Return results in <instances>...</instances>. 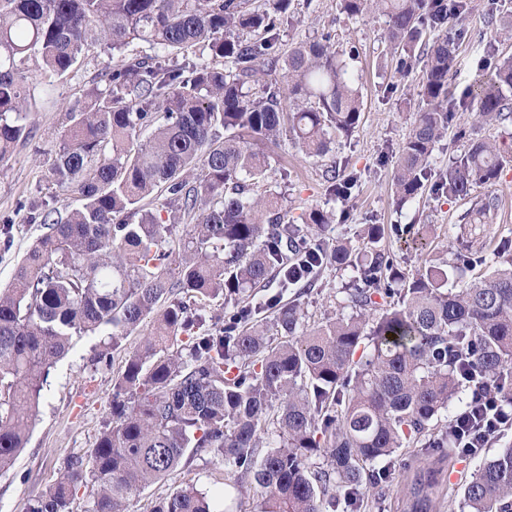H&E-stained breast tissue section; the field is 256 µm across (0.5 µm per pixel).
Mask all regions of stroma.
Instances as JSON below:
<instances>
[{
    "mask_svg": "<svg viewBox=\"0 0 512 512\" xmlns=\"http://www.w3.org/2000/svg\"><path fill=\"white\" fill-rule=\"evenodd\" d=\"M470 3L462 24L471 37L458 48L448 75V89L458 101L467 99L478 74L492 71L494 63L485 58L483 47L496 32V19L512 11V0ZM384 28V17L348 16L339 0H293L292 15L280 29L279 50L287 51L301 38L330 35L334 48L350 57L348 67L360 89L363 110L352 136L321 159L303 155L286 137L275 143L252 139V146L271 159L267 186L282 193L290 223H301L306 212L319 207L335 210L337 221L331 232L335 238H355L365 224L383 225L382 248L394 254L408 271L420 267L425 258L449 259L459 251L490 258L497 246L512 244V219L505 217L506 212H512V166L504 169L489 190L498 196L500 209L486 224L467 223L469 202L448 200L430 184L415 200L401 207L396 204L391 176L398 148L417 116L423 67L418 64L409 73L397 72L382 40ZM148 52L141 43L131 44L121 57L98 50L63 78L30 72V83L51 85L52 92L36 100L34 129L28 141L0 163V225L10 227L9 243H0V288L8 286L17 262L40 233L39 225L29 221L31 212L47 205L59 208L78 203L73 192L56 196L49 172L59 151L64 112L82 101L102 72L120 64L122 57ZM333 168L342 175L356 173L359 178L348 200H337L329 191L327 172ZM409 226L426 236L429 246L425 254L401 250L396 231ZM313 277L311 289L301 294L292 288L283 291L281 302L297 305L308 322L342 312L344 291L354 283L353 271L321 269ZM141 339V333H132L103 363L93 360L96 339L75 340L71 352L51 372L26 448L12 468L0 472V512H26L29 500L55 482L69 456L93 447L109 416L113 387L126 356ZM447 454L444 448L407 449L395 462L372 512H405L410 470L440 467ZM186 485L217 498L221 512H254L256 507L255 500L239 501L236 490L225 486L222 464L198 454L187 456L170 479L137 492L130 508L132 512H151L159 498Z\"/></svg>",
    "mask_w": 512,
    "mask_h": 512,
    "instance_id": "1",
    "label": "stroma"
}]
</instances>
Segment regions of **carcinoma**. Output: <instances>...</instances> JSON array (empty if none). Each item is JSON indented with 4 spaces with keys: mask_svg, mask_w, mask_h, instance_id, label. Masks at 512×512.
<instances>
[{
    "mask_svg": "<svg viewBox=\"0 0 512 512\" xmlns=\"http://www.w3.org/2000/svg\"><path fill=\"white\" fill-rule=\"evenodd\" d=\"M292 0H0V162L29 139L37 86L30 68L74 72L100 49L124 53L134 41L154 54L105 72L85 101L65 114L51 175L76 191L79 207L31 215L42 233L0 292V471L25 447L50 369L75 337L100 338L108 358L150 324L115 384L111 418L94 447L70 456L54 484L27 512H68L85 480L98 493L91 512H128L132 496L174 475L186 453L224 462V480L259 501L260 512H327L343 493L350 512L369 509L404 448H444L448 414L471 402V380L512 376V248L492 270L458 288L485 263L465 252L402 269L379 248L380 224L359 243L325 236L336 211L302 217L320 236L311 246L285 223L281 194L255 187L269 178V156L244 138L292 143L325 157L358 127L362 98L329 37L298 40L282 53L279 31ZM351 17L386 18L383 38L407 73L425 59L418 117L392 172L397 203L416 198L431 176L433 151L448 134L456 103L448 73L466 0H341ZM450 30L422 45L426 31ZM200 47L224 59L215 68L186 57ZM493 76L471 96L466 149L439 172L448 199L494 186L505 164L484 128L512 123V57L485 45ZM267 78L261 92L250 83ZM348 198L357 176L331 177ZM162 191L168 224L142 202ZM352 269L361 287L353 310L305 325L296 306L247 321L240 298L270 284L299 288L307 267ZM224 300L206 326L203 307ZM191 332L187 355L171 342ZM320 462H315V459ZM440 470L417 468L410 512L439 504ZM467 512H512V445L482 460L460 483ZM153 512H218L193 486L173 489Z\"/></svg>",
    "mask_w": 512,
    "mask_h": 512,
    "instance_id": "carcinoma-1",
    "label": "carcinoma"
}]
</instances>
